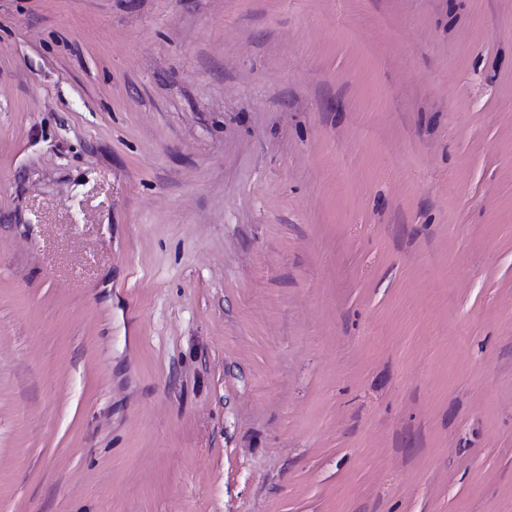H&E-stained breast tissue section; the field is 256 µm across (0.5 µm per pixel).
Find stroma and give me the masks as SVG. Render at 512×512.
I'll list each match as a JSON object with an SVG mask.
<instances>
[{
  "label": "stroma",
  "instance_id": "35a3bbf8",
  "mask_svg": "<svg viewBox=\"0 0 512 512\" xmlns=\"http://www.w3.org/2000/svg\"><path fill=\"white\" fill-rule=\"evenodd\" d=\"M0 512H512V0H0Z\"/></svg>",
  "mask_w": 512,
  "mask_h": 512
}]
</instances>
